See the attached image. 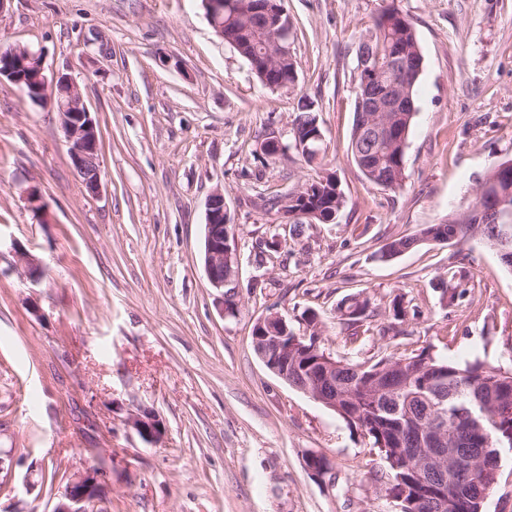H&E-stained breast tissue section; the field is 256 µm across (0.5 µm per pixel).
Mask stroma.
<instances>
[{
  "label": "stroma",
  "mask_w": 512,
  "mask_h": 512,
  "mask_svg": "<svg viewBox=\"0 0 512 512\" xmlns=\"http://www.w3.org/2000/svg\"><path fill=\"white\" fill-rule=\"evenodd\" d=\"M394 4L423 55L396 191L368 182L348 150L357 49ZM294 85L269 89L214 33L200 0H7L0 48L41 52L98 121L102 189L73 169L58 112L0 82V512H52L70 476L106 457L95 512H393L367 437L273 374L256 321L279 313L352 361L432 347L464 364L512 367V271L479 239L427 242L389 263L392 239L472 203L512 160V0H285ZM323 132L322 168L345 205L334 223H280L261 201L313 176L292 139L300 98ZM223 188L240 252L236 311L204 264L205 203ZM280 237L279 250L266 246ZM41 266L31 278L19 253ZM469 292L445 307L449 267ZM370 301L350 343L337 307ZM411 315L380 335L394 298ZM150 409L165 436L129 425ZM332 474L314 478L309 454Z\"/></svg>",
  "instance_id": "1"
}]
</instances>
